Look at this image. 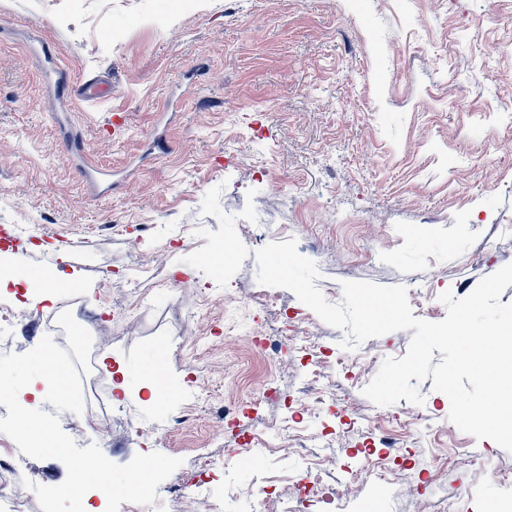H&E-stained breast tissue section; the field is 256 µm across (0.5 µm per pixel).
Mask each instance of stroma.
<instances>
[{"label":"stroma","mask_w":512,"mask_h":512,"mask_svg":"<svg viewBox=\"0 0 512 512\" xmlns=\"http://www.w3.org/2000/svg\"><path fill=\"white\" fill-rule=\"evenodd\" d=\"M94 77L111 97L79 101ZM511 130L512 0H0L8 258L79 283L52 303L0 287L16 312L0 354L35 347L73 303L77 370L108 382L124 368L127 390L109 393L111 428L65 411L62 429L117 464L183 461L142 512H267L264 486L276 512H319L299 491L310 474L338 512H501L512 453L452 424L432 380L420 406L363 394L411 331L343 349L291 291L259 302L255 253L296 238L329 302L345 281L401 284L414 316L441 321L443 291L465 297L512 263ZM87 161L110 184L85 178ZM158 354L155 399L141 369ZM271 383L278 399L262 396ZM284 420L289 444L244 466V440ZM384 452L386 478L351 484Z\"/></svg>","instance_id":"35a3bbf8"}]
</instances>
